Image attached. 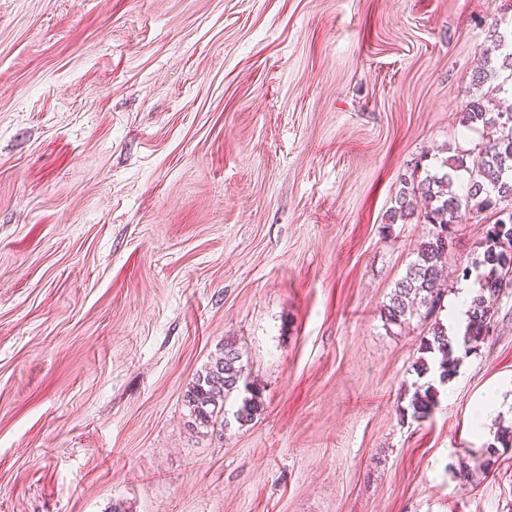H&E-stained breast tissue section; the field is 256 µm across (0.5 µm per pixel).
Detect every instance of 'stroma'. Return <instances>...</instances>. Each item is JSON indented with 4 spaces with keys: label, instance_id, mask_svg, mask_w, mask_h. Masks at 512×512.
I'll return each mask as SVG.
<instances>
[{
    "label": "stroma",
    "instance_id": "stroma-1",
    "mask_svg": "<svg viewBox=\"0 0 512 512\" xmlns=\"http://www.w3.org/2000/svg\"><path fill=\"white\" fill-rule=\"evenodd\" d=\"M512 0H0V512H512V289L424 420L443 308L383 307L431 225L414 163L475 155ZM234 340L263 410L196 426ZM500 407L478 424L486 394ZM466 462L475 475L455 473ZM493 46L486 51L484 55L483 64L476 73V84L483 86L488 82H494L500 78V73L503 70L512 71V50L508 53L497 55L494 54L500 51L503 47L508 49L507 40L505 35H493ZM501 62H499L500 57ZM436 399L437 390L432 384L418 387L409 402L413 417L418 420L429 418L436 406Z\"/></svg>",
    "mask_w": 512,
    "mask_h": 512
}]
</instances>
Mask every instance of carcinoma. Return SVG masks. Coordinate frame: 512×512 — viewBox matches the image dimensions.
<instances>
[{"label":"carcinoma","mask_w":512,"mask_h":512,"mask_svg":"<svg viewBox=\"0 0 512 512\" xmlns=\"http://www.w3.org/2000/svg\"><path fill=\"white\" fill-rule=\"evenodd\" d=\"M507 47L506 36L496 34L492 48L486 51L483 64L476 73V84L483 86L500 78L503 70L512 71V50L499 56ZM462 122L469 128H482L486 142L479 146L472 162L452 156L419 180L413 176L402 180L403 187L390 208L388 221L404 224L417 215L432 225V233L417 252L405 276L396 283L389 303L384 305L386 320L404 324L414 316L424 317L441 309V293L437 281L442 276V259L448 253L451 229L466 220L467 214L496 210L495 222L486 229L483 251L476 261L459 269L466 280L477 274L481 287L470 300L468 322L462 340L448 337V331L437 325L432 338L424 340L422 350L442 355L437 372L444 384L456 373L461 358L454 357L455 347L462 346L464 355L477 353L480 344L494 332L495 312L491 299L512 286V108L491 112L473 99L467 103ZM467 173L465 193L451 190L458 173ZM426 203L424 212L416 211L418 199ZM241 396L234 412L236 423H251L263 410L260 389L244 377L241 354L235 342L227 340L220 354L198 374L184 394L194 423L201 427L224 428L230 425L224 413V402L233 394ZM437 390L433 385L418 387L409 406L418 420L429 418L436 406ZM512 447V430H503L486 449L483 472L491 471L498 461V449Z\"/></svg>","instance_id":"carcinoma-1"}]
</instances>
